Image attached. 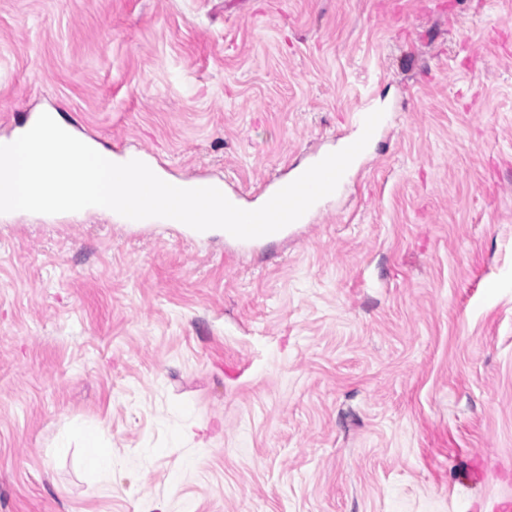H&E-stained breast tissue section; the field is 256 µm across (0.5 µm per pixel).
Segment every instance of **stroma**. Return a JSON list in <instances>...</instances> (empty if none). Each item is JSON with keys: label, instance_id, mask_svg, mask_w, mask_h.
I'll use <instances>...</instances> for the list:
<instances>
[{"label": "stroma", "instance_id": "obj_1", "mask_svg": "<svg viewBox=\"0 0 512 512\" xmlns=\"http://www.w3.org/2000/svg\"><path fill=\"white\" fill-rule=\"evenodd\" d=\"M508 15L0 0V138L52 109L249 206L363 108L387 116L274 242L0 218V512H489L512 494ZM76 426L111 445L110 478L61 447Z\"/></svg>", "mask_w": 512, "mask_h": 512}]
</instances>
